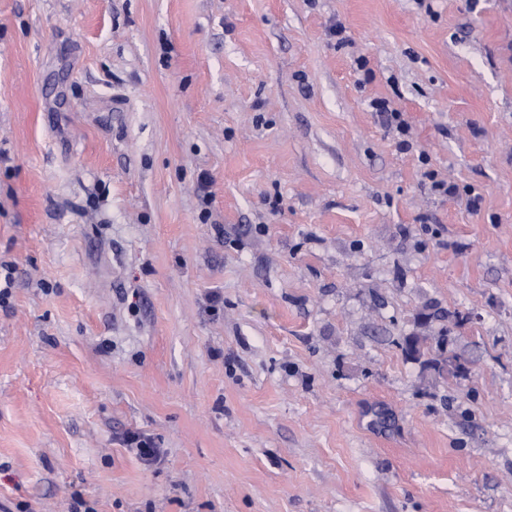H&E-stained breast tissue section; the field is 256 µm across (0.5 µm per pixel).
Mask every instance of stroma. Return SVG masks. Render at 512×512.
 Returning <instances> with one entry per match:
<instances>
[{
    "instance_id": "1",
    "label": "stroma",
    "mask_w": 512,
    "mask_h": 512,
    "mask_svg": "<svg viewBox=\"0 0 512 512\" xmlns=\"http://www.w3.org/2000/svg\"><path fill=\"white\" fill-rule=\"evenodd\" d=\"M7 275L0 512H512V0H0ZM372 108L375 112H378L382 118V121L389 127L396 131L397 135L403 137L400 141H398V148L401 151H409L413 145L409 139H407L409 133V126L402 119L401 112H398L395 109H391L389 106V102L384 99H376L373 100ZM455 336H451L448 332V341L444 346V356L440 361V367L443 372H446L455 377H466L470 373L467 364L456 356L452 349ZM124 442L147 464H157L163 459V449L157 448L151 437L139 433H128L124 438Z\"/></svg>"
}]
</instances>
